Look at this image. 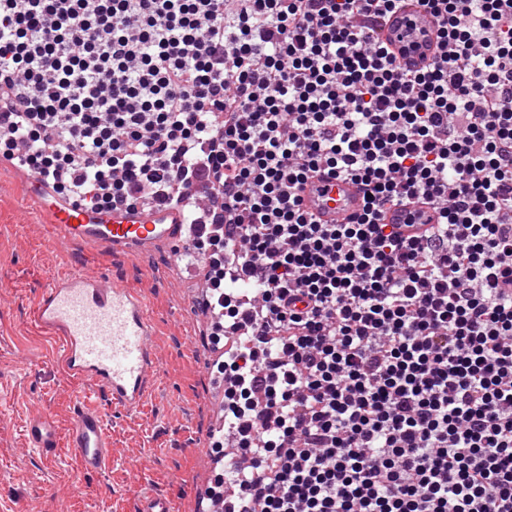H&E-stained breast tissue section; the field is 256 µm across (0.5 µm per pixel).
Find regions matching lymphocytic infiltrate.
<instances>
[{
  "instance_id": "1",
  "label": "lymphocytic infiltrate",
  "mask_w": 512,
  "mask_h": 512,
  "mask_svg": "<svg viewBox=\"0 0 512 512\" xmlns=\"http://www.w3.org/2000/svg\"><path fill=\"white\" fill-rule=\"evenodd\" d=\"M418 2L411 71L399 0H0V155L206 227L248 512H512V0ZM322 169L357 222L302 208ZM401 8L376 32L400 64L419 70L431 63L436 54L437 20L424 11L416 0H402ZM299 194L302 207L320 224H352L363 210L361 184L328 170L310 177ZM437 221L438 214L433 206L421 202L393 205L382 213L385 224H435Z\"/></svg>"
}]
</instances>
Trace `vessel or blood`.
<instances>
[{
	"label": "vessel or blood",
	"instance_id": "1",
	"mask_svg": "<svg viewBox=\"0 0 512 512\" xmlns=\"http://www.w3.org/2000/svg\"><path fill=\"white\" fill-rule=\"evenodd\" d=\"M437 20L416 0L401 8L376 32L400 64L418 70L436 54ZM360 183L322 170L300 190L303 208L320 224H350L363 210ZM28 201L64 240L108 248L115 254L138 257L164 245L174 256L195 257L184 236L191 215L178 207L138 203L100 212L81 202L55 195L40 177L29 179ZM386 224H434L432 205L402 203L382 214ZM40 330L60 348L62 370L103 395L112 407L135 412L146 401L159 373L154 345L155 322L145 296L123 282L110 280L82 265L47 274L35 309ZM25 432L29 449L52 458L60 442L72 448L83 472L100 474L112 465V437L97 405L81 401L67 436H60L52 415H31Z\"/></svg>",
	"mask_w": 512,
	"mask_h": 512
}]
</instances>
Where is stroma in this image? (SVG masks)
Listing matches in <instances>:
<instances>
[{
  "label": "stroma",
  "instance_id": "obj_1",
  "mask_svg": "<svg viewBox=\"0 0 512 512\" xmlns=\"http://www.w3.org/2000/svg\"><path fill=\"white\" fill-rule=\"evenodd\" d=\"M26 172L0 168V512H136L143 497H168L171 512H202L180 478L195 465L210 424L213 380L205 369L203 325L179 309L198 284L160 248L134 259L55 238L38 213H25ZM93 263L144 292L159 330L161 374L144 407L131 415L106 408L112 429V468L83 475L70 448L46 461L26 451L30 413L45 411L68 429L88 393L59 364L53 339L34 325L46 270Z\"/></svg>",
  "mask_w": 512,
  "mask_h": 512
}]
</instances>
